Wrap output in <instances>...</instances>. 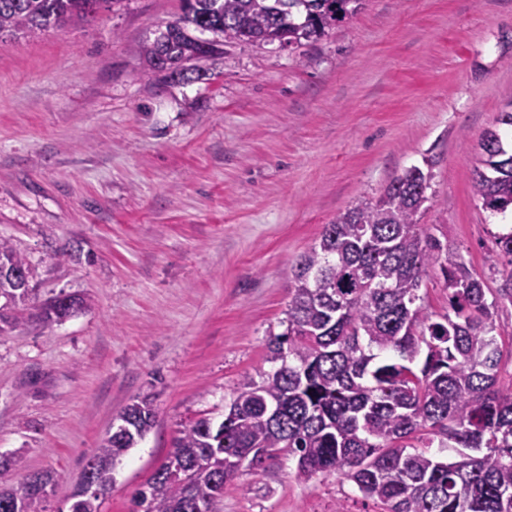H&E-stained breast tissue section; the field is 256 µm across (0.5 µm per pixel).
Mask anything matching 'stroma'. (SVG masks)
Listing matches in <instances>:
<instances>
[{
    "mask_svg": "<svg viewBox=\"0 0 512 512\" xmlns=\"http://www.w3.org/2000/svg\"><path fill=\"white\" fill-rule=\"evenodd\" d=\"M183 0H123L0 45V239L38 268V300L88 305L0 334V455L9 482L54 470L67 512L88 459L147 397L154 427L116 463L101 512L133 498L182 424L221 421L269 370L293 268L324 224L404 170L431 176L424 234L487 287L512 262L471 170L512 111V0H363L317 39L226 45L202 79H166L142 48ZM266 461L219 512H376L344 476Z\"/></svg>",
    "mask_w": 512,
    "mask_h": 512,
    "instance_id": "obj_1",
    "label": "stroma"
}]
</instances>
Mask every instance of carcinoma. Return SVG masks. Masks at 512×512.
<instances>
[{
	"label": "carcinoma",
	"instance_id": "cac0c4a2",
	"mask_svg": "<svg viewBox=\"0 0 512 512\" xmlns=\"http://www.w3.org/2000/svg\"><path fill=\"white\" fill-rule=\"evenodd\" d=\"M122 0H0V43L85 21ZM182 16L143 48L150 66L191 81L193 60L237 42L292 45L317 38L359 9L361 0H184ZM211 32L223 41L196 33ZM430 175L414 166L374 201L324 225L318 244L293 269L286 329L269 342L271 370L243 379L215 426L191 420L174 449L134 497V512H217L224 486L281 455L296 459L293 477L336 472L381 512H512V377H502L512 349L496 324L512 303V271L497 294L460 257L442 255L419 218ZM482 207L512 208V152L496 129L485 132L472 170ZM440 266L448 311H428L419 295L428 268ZM23 269L27 283L13 270ZM36 267L0 241V334L23 322L59 323L86 300L38 303ZM145 397L89 458L84 487L70 512H101L118 458L151 430ZM448 451L443 460L433 443ZM40 486L0 485V512H46L50 470Z\"/></svg>",
	"mask_w": 512,
	"mask_h": 512
}]
</instances>
